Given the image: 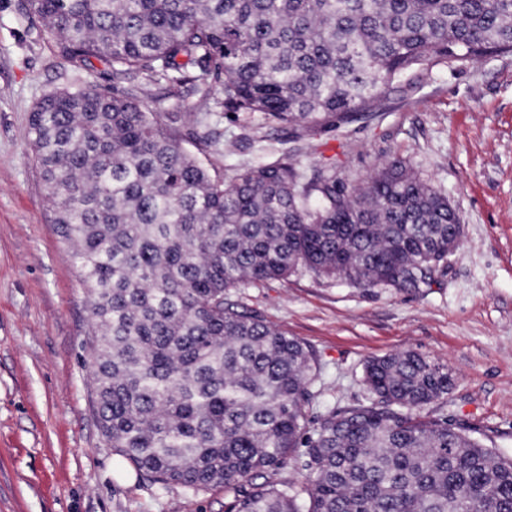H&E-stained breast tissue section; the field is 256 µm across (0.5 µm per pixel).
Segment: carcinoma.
<instances>
[{
    "label": "carcinoma",
    "mask_w": 512,
    "mask_h": 512,
    "mask_svg": "<svg viewBox=\"0 0 512 512\" xmlns=\"http://www.w3.org/2000/svg\"><path fill=\"white\" fill-rule=\"evenodd\" d=\"M60 56L122 83L220 85L224 111L299 139L371 108L429 63L512 52V0H26ZM148 96L95 85L34 106L30 146L91 306L105 444L162 490L224 512H512V458L423 412L454 384L414 350L367 360V397L314 414L322 365L228 298L298 274L418 292L455 208L407 162L362 185L283 154L213 176ZM198 149L217 144L202 126ZM306 471L296 482L286 467Z\"/></svg>",
    "instance_id": "carcinoma-1"
}]
</instances>
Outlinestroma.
<instances>
[{
  "label": "stroma",
  "instance_id": "35a3bbf8",
  "mask_svg": "<svg viewBox=\"0 0 512 512\" xmlns=\"http://www.w3.org/2000/svg\"><path fill=\"white\" fill-rule=\"evenodd\" d=\"M24 4L0 0V512H224L223 492L119 476L101 436L85 350L87 290L56 232L28 125L48 92L114 82L102 63L64 62ZM222 99L188 81L152 85L149 104L177 115L183 146L213 174L291 152L302 168L355 185L399 156L460 216V249L417 294L310 275L231 290L232 301L316 354L325 382L316 412L363 401L364 362L413 349L455 378L428 414L512 455V52L429 66L299 150L283 129L259 144L246 139ZM203 115L230 151H197L192 134Z\"/></svg>",
  "mask_w": 512,
  "mask_h": 512
}]
</instances>
